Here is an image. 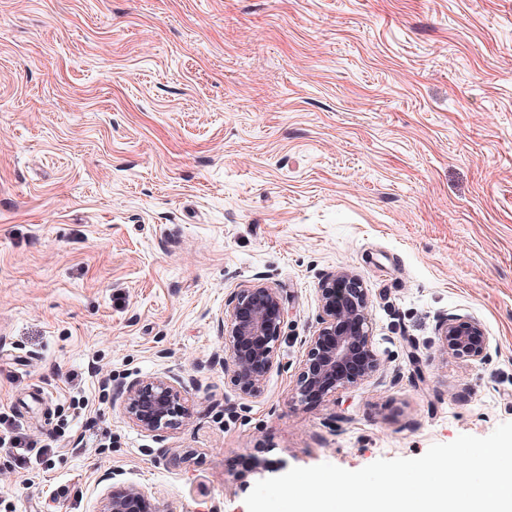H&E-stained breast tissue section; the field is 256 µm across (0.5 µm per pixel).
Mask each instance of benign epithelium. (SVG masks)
<instances>
[{
	"mask_svg": "<svg viewBox=\"0 0 512 512\" xmlns=\"http://www.w3.org/2000/svg\"><path fill=\"white\" fill-rule=\"evenodd\" d=\"M320 327L304 339L305 358L295 398L322 400L339 390L368 381L377 371L368 317V293L358 275L340 269L319 288ZM287 313L279 289L257 282L237 289L224 303V372L244 398L259 396L267 376L278 365V349ZM440 346L458 358L484 362L490 338L475 318L450 317L437 329ZM187 389L178 378L158 376L131 382L124 414L141 432L154 437L177 428L187 415ZM97 512H164L144 487L128 484L110 490Z\"/></svg>",
	"mask_w": 512,
	"mask_h": 512,
	"instance_id": "7a95c632",
	"label": "benign epithelium"
}]
</instances>
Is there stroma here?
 I'll return each mask as SVG.
<instances>
[{
  "instance_id": "obj_1",
  "label": "stroma",
  "mask_w": 512,
  "mask_h": 512,
  "mask_svg": "<svg viewBox=\"0 0 512 512\" xmlns=\"http://www.w3.org/2000/svg\"><path fill=\"white\" fill-rule=\"evenodd\" d=\"M341 268L378 369L302 404ZM261 277L288 319L244 398L221 320ZM454 316L483 323L487 362L442 351ZM165 374L189 414L157 439L123 398ZM0 415L40 446L65 429L28 471L0 451V512H96L128 483L247 512L284 468L512 422V0H0Z\"/></svg>"
}]
</instances>
